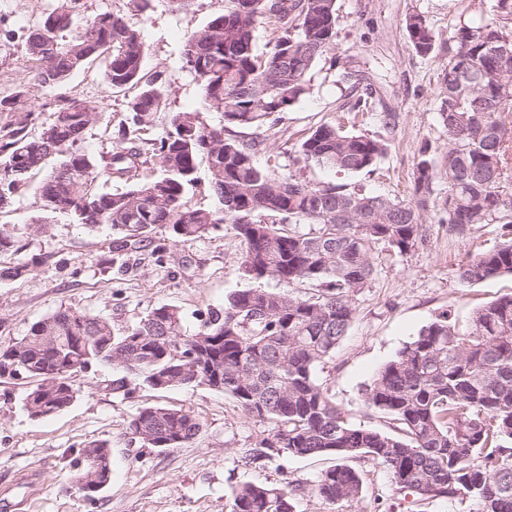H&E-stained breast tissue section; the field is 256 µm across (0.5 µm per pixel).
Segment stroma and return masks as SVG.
Returning a JSON list of instances; mask_svg holds the SVG:
<instances>
[{"label": "stroma", "mask_w": 512, "mask_h": 512, "mask_svg": "<svg viewBox=\"0 0 512 512\" xmlns=\"http://www.w3.org/2000/svg\"><path fill=\"white\" fill-rule=\"evenodd\" d=\"M52 0H0V92L30 87L38 102L55 93L74 95L92 105L102 120L88 133L85 147L93 157L112 149L107 127L125 117L124 97L103 81L99 70L80 71L53 89L31 87L21 43L6 42L4 31L32 25ZM228 0H195L190 10H172L169 0H150L145 16H134L147 46L146 76L170 78L172 109L204 110L209 124H222L221 113L205 111L200 83L184 68L188 33L207 24ZM493 0H336V45L318 61L309 93L276 125L255 132L239 129V139L262 137L256 156L265 169L288 171L315 185L345 184L392 198L407 199L412 172L422 146L436 158L448 148V133L439 120L445 92L443 72L460 24L487 17ZM423 14L436 37L437 51L416 54L405 29L411 13ZM359 61L373 95L365 109L354 110L355 96L338 81L346 60ZM394 121L383 126L380 115ZM340 123L347 129L390 142L388 154L373 171L358 175L300 161L299 145L316 126ZM448 196L447 180L435 184L433 203L423 215L426 236L412 251L399 254L387 243L373 246V272L354 295L356 316L332 355L316 372L319 382L353 424L391 431V420L369 407L364 390L376 371L442 311H450L457 329L467 330L473 311L512 293V276L463 285L458 268L469 257L500 243L503 223L481 224L465 236H452L440 217ZM46 216L48 231L33 233L31 217ZM0 223L13 227L14 247L0 254V270L29 266L27 276L0 278V345L19 340L28 327L57 310L71 307L108 319L115 331L138 322L154 307L180 309L184 326L195 331L210 311L222 308L234 291L252 287L239 268L241 244L229 227L212 230L185 244L166 242L154 230V243H166L163 260L142 248L126 264L101 270L98 261L110 254L114 231L91 230L62 214L45 215L35 188L17 197ZM121 371L96 363L76 373L77 399L46 418L30 417L24 398L29 380L0 378V494L15 504L14 512H229L232 490L243 483L314 484L334 465L331 457L280 455L256 464L244 461L269 426L245 415L235 401L204 386L157 391L130 379L128 394L113 392ZM160 404L191 411L202 430L192 443L159 450L142 447L128 424L140 407ZM108 442L112 480L95 498H84L73 478L83 467L80 448ZM353 468L365 479L356 502L328 504L314 493L297 497L296 512H477L475 501L428 500L416 505L413 493L392 485L388 473L367 460Z\"/></svg>", "instance_id": "1"}]
</instances>
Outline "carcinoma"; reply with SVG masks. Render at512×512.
<instances>
[{
    "instance_id": "cac0c4a2",
    "label": "carcinoma",
    "mask_w": 512,
    "mask_h": 512,
    "mask_svg": "<svg viewBox=\"0 0 512 512\" xmlns=\"http://www.w3.org/2000/svg\"><path fill=\"white\" fill-rule=\"evenodd\" d=\"M512 0H495L492 17L456 30L448 54L447 97L439 118L448 150L438 165L425 146L414 163L408 201L345 185H313L288 173H271L255 161L262 141H243L235 128L273 127L277 115L310 90L317 61L336 45V0H230V6L185 40L183 65L200 82L208 109L224 124L212 126L198 110L170 108L168 81L142 74L146 45L122 9L88 12L86 0L56 5L22 35L32 84L65 83L80 70L102 69L112 89L125 97L126 116L114 131L115 149L97 160L84 150L99 121L97 107L76 97L50 103L52 118L26 89L0 94V205L10 207L39 173L44 210L65 213L73 223L117 231L113 252H138L160 227L178 243L206 236L227 224L240 239V267L255 282L308 283V296L266 288L232 293L200 329L183 330L180 310L152 309L115 333L109 321L85 311L60 309L30 325L17 342L0 347V378L19 374L34 383L25 399L29 416L42 418L70 406L78 389L72 375L107 362L156 390L206 386L222 392L248 416L270 425L259 447L245 456L257 463L276 455L332 456L311 491L330 504L362 497L361 473L347 460L371 461L387 470L398 489L423 502L475 501L479 512H512V294L477 309L467 331L448 311L423 326L365 387L368 406L393 421L395 433L350 423L316 368L336 349L356 316L354 293L372 273V245L383 241L400 254L423 238L422 212L438 178L448 181L441 223L466 233L507 217L512 202L499 184L512 130L500 118L512 95ZM276 26L270 51L256 48L259 27ZM405 28L420 56L436 51L426 17L411 13ZM363 80L352 61L339 82L357 88ZM159 112L166 129L144 138ZM388 142L323 123L302 141L300 158L340 173L370 169L387 154ZM159 164L151 181L140 178L148 159ZM206 161L213 209L187 206L198 164ZM118 182L116 192L104 189ZM318 225L301 233L289 222ZM512 275V239L461 264L458 276L477 284ZM49 366L65 375L48 377ZM130 433L148 448H177L194 440L202 424L192 412L160 405L139 409ZM100 465L112 471V454L84 460L75 476L78 491L93 499L99 489L85 483ZM305 485L246 483L233 492L230 512H295Z\"/></svg>"
}]
</instances>
